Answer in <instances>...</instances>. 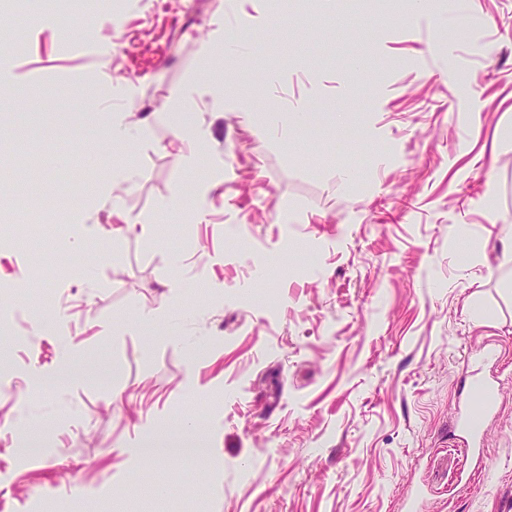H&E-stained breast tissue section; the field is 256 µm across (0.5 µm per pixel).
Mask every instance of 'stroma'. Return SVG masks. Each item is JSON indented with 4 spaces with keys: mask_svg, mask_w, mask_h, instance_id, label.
I'll use <instances>...</instances> for the list:
<instances>
[{
    "mask_svg": "<svg viewBox=\"0 0 512 512\" xmlns=\"http://www.w3.org/2000/svg\"><path fill=\"white\" fill-rule=\"evenodd\" d=\"M446 6L0 10V512H512V0ZM477 371L473 374L475 378L460 416V426L469 447L466 450L479 459L482 431L494 413L498 392L495 381ZM204 450L205 448H201L197 440L188 436H177L170 439L163 448H158V451L163 454L179 456H200Z\"/></svg>",
    "mask_w": 512,
    "mask_h": 512,
    "instance_id": "stroma-1",
    "label": "stroma"
}]
</instances>
